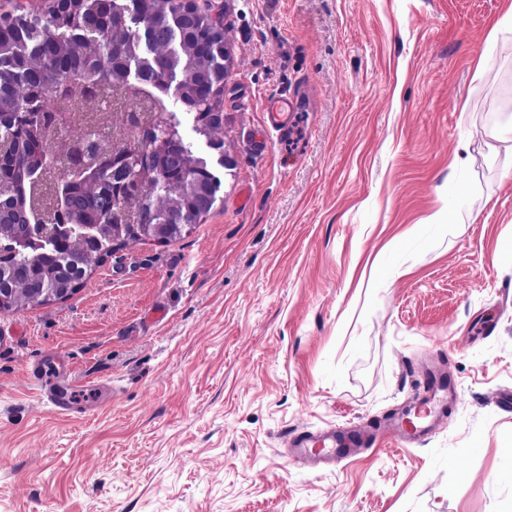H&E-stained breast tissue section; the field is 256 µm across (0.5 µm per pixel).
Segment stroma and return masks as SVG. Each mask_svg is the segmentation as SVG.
Returning a JSON list of instances; mask_svg holds the SVG:
<instances>
[{
  "label": "stroma",
  "mask_w": 512,
  "mask_h": 512,
  "mask_svg": "<svg viewBox=\"0 0 512 512\" xmlns=\"http://www.w3.org/2000/svg\"><path fill=\"white\" fill-rule=\"evenodd\" d=\"M194 2L228 32L234 165L181 239L0 314V512H512V0ZM440 351L457 397L400 447ZM344 421L381 443L290 457ZM34 380L40 387V391L44 398H46L47 403L52 406V410L55 413L68 416L76 410L69 398L65 399L61 394H58L57 390H50L47 387L44 374L40 377L38 373L34 376Z\"/></svg>",
  "instance_id": "obj_1"
}]
</instances>
